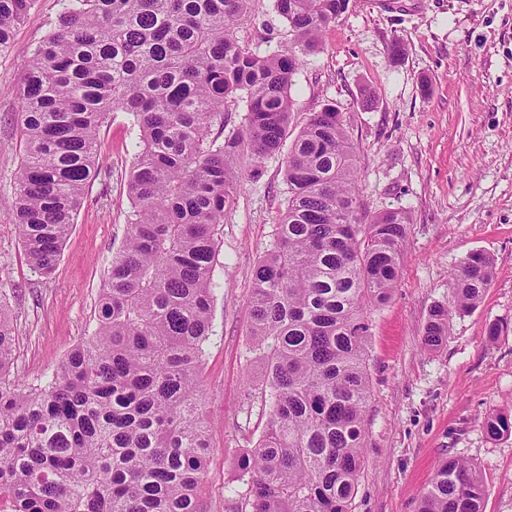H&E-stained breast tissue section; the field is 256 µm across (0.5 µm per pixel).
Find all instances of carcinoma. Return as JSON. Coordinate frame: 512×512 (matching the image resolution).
<instances>
[{
    "mask_svg": "<svg viewBox=\"0 0 512 512\" xmlns=\"http://www.w3.org/2000/svg\"><path fill=\"white\" fill-rule=\"evenodd\" d=\"M38 0H0V52ZM255 0H57L20 87L24 158L9 211L32 269L51 275L85 189L100 131L133 117L132 219L112 255L96 327L36 387L11 381L16 334L0 303V512H206L201 489L205 344L212 335L220 224L244 157L280 153L291 78L352 0H274L290 43L260 54L236 30ZM244 128L219 139L229 107ZM354 148L336 106L310 114L288 148L278 241L253 271L250 336L269 416L241 450L244 512H351L371 398L364 311L396 287L411 217L358 216ZM494 261L469 253L453 272V306L423 327L435 350L448 315L477 307ZM491 438L512 413L482 420ZM476 466L440 462L419 512H484Z\"/></svg>",
    "mask_w": 512,
    "mask_h": 512,
    "instance_id": "cac0c4a2",
    "label": "carcinoma"
}]
</instances>
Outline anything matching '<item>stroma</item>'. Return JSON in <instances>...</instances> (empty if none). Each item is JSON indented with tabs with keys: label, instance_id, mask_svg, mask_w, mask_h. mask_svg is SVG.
<instances>
[{
	"label": "stroma",
	"instance_id": "obj_1",
	"mask_svg": "<svg viewBox=\"0 0 512 512\" xmlns=\"http://www.w3.org/2000/svg\"><path fill=\"white\" fill-rule=\"evenodd\" d=\"M255 10L239 29L243 43L262 54L287 47L273 0H257ZM57 11L56 0H39L0 55V197L11 195L21 161L25 66ZM395 39L406 47L396 61L388 51ZM365 87L376 96L370 108L360 103ZM291 96L293 135L310 113L336 105L356 155L362 219L401 207L412 215L393 296L367 311L371 401L352 512H417L449 458L480 469L485 512H512V435L493 439L481 427L486 412L512 411V0H355L295 70ZM130 123L119 112L102 127L98 175L51 277L32 272L0 206V289L19 339L18 384L44 382L95 328L130 211ZM284 161L278 154L258 175L243 171L224 215L204 375L207 512H234L245 490L238 453L267 420L248 302L253 268L272 248L285 207ZM476 250L494 259L490 288L472 313L451 316L442 347L424 350L430 309L451 304L450 274ZM494 322L503 331L492 339Z\"/></svg>",
	"mask_w": 512,
	"mask_h": 512
}]
</instances>
